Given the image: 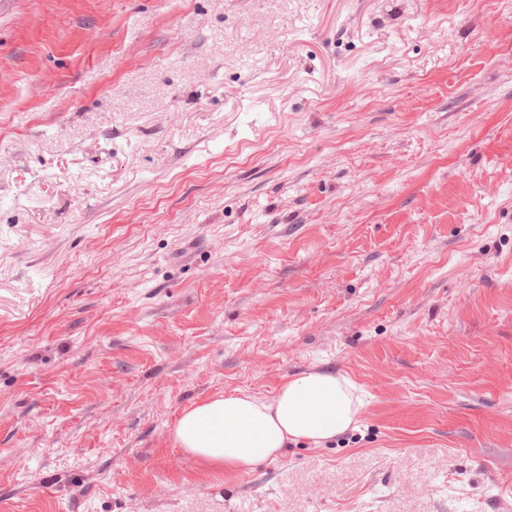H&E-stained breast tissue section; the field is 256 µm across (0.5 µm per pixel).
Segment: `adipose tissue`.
<instances>
[{"mask_svg":"<svg viewBox=\"0 0 512 512\" xmlns=\"http://www.w3.org/2000/svg\"><path fill=\"white\" fill-rule=\"evenodd\" d=\"M360 405L346 377L308 372L285 382L270 402L240 393L196 404L177 420L173 441L224 470L247 471L292 442L318 445L347 430Z\"/></svg>","mask_w":512,"mask_h":512,"instance_id":"ef3b65f1","label":"adipose tissue"}]
</instances>
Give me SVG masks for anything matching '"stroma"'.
<instances>
[{
	"label": "stroma",
	"instance_id": "1",
	"mask_svg": "<svg viewBox=\"0 0 512 512\" xmlns=\"http://www.w3.org/2000/svg\"><path fill=\"white\" fill-rule=\"evenodd\" d=\"M0 512H512V0H0ZM353 390L346 377L314 371L285 382L271 402L244 393L215 396L182 413L173 441L225 471L251 470L292 442L318 445L347 430L362 404Z\"/></svg>",
	"mask_w": 512,
	"mask_h": 512
}]
</instances>
